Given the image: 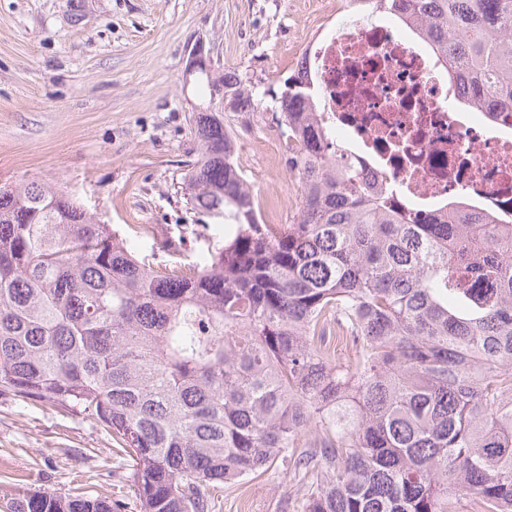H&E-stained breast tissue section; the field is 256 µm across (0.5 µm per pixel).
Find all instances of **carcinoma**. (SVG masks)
I'll return each mask as SVG.
<instances>
[{"instance_id": "obj_1", "label": "carcinoma", "mask_w": 512, "mask_h": 512, "mask_svg": "<svg viewBox=\"0 0 512 512\" xmlns=\"http://www.w3.org/2000/svg\"><path fill=\"white\" fill-rule=\"evenodd\" d=\"M431 39L477 112L512 115V0H353ZM253 112L235 71L204 78ZM276 120L300 152L291 223L262 224L224 113L200 108L191 209L229 227L154 269L37 181L0 186V388L100 424L141 512H209L281 460L297 512H512V224L420 219L364 179L294 73ZM304 447L301 452L296 448ZM17 490L0 512H120Z\"/></svg>"}]
</instances>
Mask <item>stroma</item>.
<instances>
[{
	"label": "stroma",
	"mask_w": 512,
	"mask_h": 512,
	"mask_svg": "<svg viewBox=\"0 0 512 512\" xmlns=\"http://www.w3.org/2000/svg\"><path fill=\"white\" fill-rule=\"evenodd\" d=\"M336 0H0V185L36 180L112 225L153 266L203 263L224 228L203 227L181 183L200 155L205 102L186 72L196 44L215 72L263 92L294 73ZM265 96L228 112L259 220L286 224L301 185ZM131 460L94 420L0 391V495L48 489L109 496L139 512ZM304 483L282 464L215 493L210 512H293Z\"/></svg>",
	"instance_id": "obj_1"
}]
</instances>
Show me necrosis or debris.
Here are the masks:
<instances>
[{"instance_id":"1","label":"necrosis or debris","mask_w":512,"mask_h":512,"mask_svg":"<svg viewBox=\"0 0 512 512\" xmlns=\"http://www.w3.org/2000/svg\"><path fill=\"white\" fill-rule=\"evenodd\" d=\"M301 66L337 141L367 180L394 185L398 206L439 214L462 198L512 223V117L460 110L465 91L429 41L378 14L347 12Z\"/></svg>"}]
</instances>
